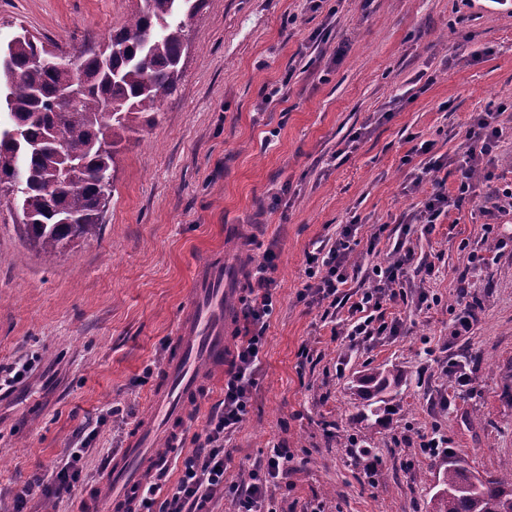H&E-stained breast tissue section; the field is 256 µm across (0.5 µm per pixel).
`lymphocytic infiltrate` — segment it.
Masks as SVG:
<instances>
[{
  "label": "lymphocytic infiltrate",
  "mask_w": 512,
  "mask_h": 512,
  "mask_svg": "<svg viewBox=\"0 0 512 512\" xmlns=\"http://www.w3.org/2000/svg\"><path fill=\"white\" fill-rule=\"evenodd\" d=\"M497 112L480 113L467 133V146L457 162L445 157H432L430 143L413 146V153L428 155L420 173L409 184L417 189L423 181H431L432 191L422 206L413 214L414 223L423 232L432 233L440 218L463 204L473 202V173L489 170L495 162L499 145L496 126ZM454 167L458 179L453 190H446L439 172ZM356 224L346 225L333 243H320L307 258L304 293L313 303L328 304L329 308H347L348 315L340 323L339 333L350 344H363L378 336H395L400 332L399 321H385L380 311L384 302L404 306L429 304L431 295L426 287H412L411 268L414 253L405 236H398L386 263L375 264L365 272L351 269L349 258L359 246ZM274 258L264 255L254 273L256 287L249 303L241 312L243 328L235 335L231 368L224 373V398L211 411L200 433L194 434L193 446L184 453L179 477L164 500L156 495L163 488L168 460L159 457L156 473L146 482L141 495L140 512H214V504L224 497L237 500L238 512H266L268 489L290 456L287 449L271 448L266 459L241 484H225L224 472L229 462L224 452V441L243 422L249 412L256 374L261 362L268 320L274 310ZM353 286L352 294H343L345 286ZM79 447L69 449L66 455L47 469L33 473L14 498L12 512H23L33 489L57 499L71 493L75 485L89 477L84 470L86 459L92 455V432L79 428Z\"/></svg>",
  "instance_id": "1"
}]
</instances>
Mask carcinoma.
<instances>
[{
  "label": "carcinoma",
  "mask_w": 512,
  "mask_h": 512,
  "mask_svg": "<svg viewBox=\"0 0 512 512\" xmlns=\"http://www.w3.org/2000/svg\"><path fill=\"white\" fill-rule=\"evenodd\" d=\"M140 2L105 46L79 51L77 72L68 52L51 51L26 31L0 56L8 117L0 127V191L14 196L27 238L43 250L96 234L113 192L117 146L173 90L189 46L179 16L193 15L205 0ZM71 89L73 104L62 99ZM399 382L386 370L358 378L351 390L361 418L377 414V397ZM442 465L443 489L430 512H512V460L476 487L453 456Z\"/></svg>",
  "instance_id": "carcinoma-1"
}]
</instances>
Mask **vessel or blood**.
<instances>
[{"instance_id":"1","label":"vessel or blood","mask_w":512,"mask_h":512,"mask_svg":"<svg viewBox=\"0 0 512 512\" xmlns=\"http://www.w3.org/2000/svg\"><path fill=\"white\" fill-rule=\"evenodd\" d=\"M237 295L232 260L219 254L204 257L196 268L174 350L151 395V412L133 427L124 448L112 459L105 476L111 488L109 500L87 496L84 512H137L144 474L159 440L178 443L186 407L197 399L205 374L224 368L230 304Z\"/></svg>"}]
</instances>
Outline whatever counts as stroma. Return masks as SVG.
Segmentation results:
<instances>
[{
	"label": "stroma",
	"mask_w": 512,
	"mask_h": 512,
	"mask_svg": "<svg viewBox=\"0 0 512 512\" xmlns=\"http://www.w3.org/2000/svg\"><path fill=\"white\" fill-rule=\"evenodd\" d=\"M138 0H0V45L20 30L62 47L106 41ZM190 46L174 91L118 147L113 192L96 235L34 247L11 197H0V365L26 376L0 391V504L97 422L92 445L123 448L148 411L176 340L199 260L276 256V298L250 410L226 442V483H242L270 448L292 457L271 484L276 512H429L445 437L471 470L512 457V0H206L187 20ZM286 95H279V88ZM498 122L493 181L431 234L412 227L417 261L439 262L426 287L437 305L386 307L396 336L354 348L333 336L323 307L303 299L315 242L357 221V264L384 262L396 230L431 189L407 192L430 142L460 156L474 117ZM498 244L473 268L461 241ZM233 237H226L227 226ZM476 315L467 332L457 318ZM397 374L390 413L359 418L349 382ZM118 404L126 419L107 417ZM372 437L386 468L366 474L345 448Z\"/></svg>",
	"instance_id": "1"
}]
</instances>
